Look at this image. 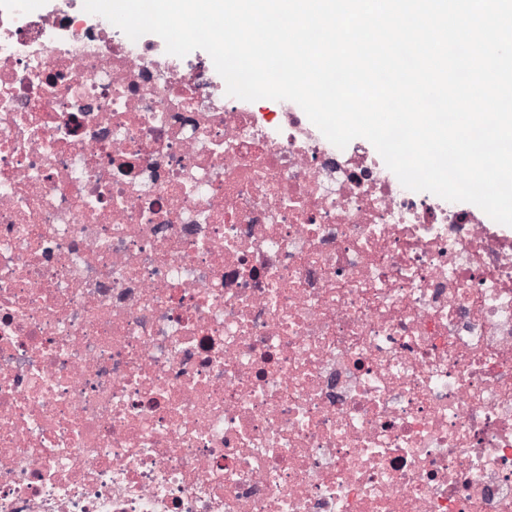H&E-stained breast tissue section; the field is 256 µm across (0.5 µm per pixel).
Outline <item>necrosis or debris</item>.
Listing matches in <instances>:
<instances>
[{
	"label": "necrosis or debris",
	"mask_w": 512,
	"mask_h": 512,
	"mask_svg": "<svg viewBox=\"0 0 512 512\" xmlns=\"http://www.w3.org/2000/svg\"><path fill=\"white\" fill-rule=\"evenodd\" d=\"M0 512H512V236L0 0Z\"/></svg>",
	"instance_id": "necrosis-or-debris-1"
}]
</instances>
